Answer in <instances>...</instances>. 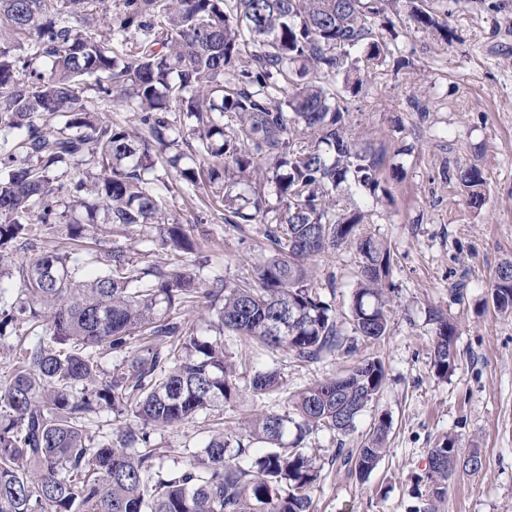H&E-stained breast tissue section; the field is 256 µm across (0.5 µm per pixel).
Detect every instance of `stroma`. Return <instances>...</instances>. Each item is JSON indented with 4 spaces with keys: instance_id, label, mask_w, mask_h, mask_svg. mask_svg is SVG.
<instances>
[{
    "instance_id": "35a3bbf8",
    "label": "stroma",
    "mask_w": 512,
    "mask_h": 512,
    "mask_svg": "<svg viewBox=\"0 0 512 512\" xmlns=\"http://www.w3.org/2000/svg\"><path fill=\"white\" fill-rule=\"evenodd\" d=\"M447 18L456 38L441 45L436 32L406 27L391 13L390 52L357 96L347 97L354 133L371 138L384 156L376 192L341 186L344 205L366 214L363 235L391 249L388 336L360 344L357 355L336 352L312 364L287 351L260 349L243 336L224 339L236 368L238 394L203 420L150 433L162 464L184 460L217 432L239 434L246 417L261 409L288 411L293 392L333 378L356 356L380 358L383 388L346 436L327 429L310 434L307 452L321 467L310 488L313 512H411L414 479L430 448L453 436L463 451L479 450V474L456 473L437 512H512V316L495 312L492 278L512 261V0H429ZM481 163L485 202L469 207L447 169ZM169 220L192 225L203 284L213 279H252L271 248L257 224L234 229L214 211L205 189H176L164 196ZM104 245L119 242L141 266L167 265L158 227H136L120 239L101 232ZM359 256L342 246L312 265L314 283L347 317ZM465 282L463 295L453 286ZM457 326L458 366L438 378L431 364L433 326L429 308ZM278 371L282 389L257 398L249 389L255 370ZM390 422L389 452L366 480L337 459L339 447H358L379 418Z\"/></svg>"
}]
</instances>
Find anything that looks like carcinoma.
I'll return each mask as SVG.
<instances>
[{
    "label": "carcinoma",
    "instance_id": "cac0c4a2",
    "mask_svg": "<svg viewBox=\"0 0 512 512\" xmlns=\"http://www.w3.org/2000/svg\"><path fill=\"white\" fill-rule=\"evenodd\" d=\"M104 0H0V23L22 44H0V341L13 337L16 368L0 386V512H309L320 467L302 442L318 429L348 434L380 393L384 363L361 358L337 379L295 392L293 412L262 410L245 425L265 445L255 456L241 441L214 435L182 464L162 470L147 429L209 416L237 392L224 335L248 336L301 363L357 342L386 336L390 251L357 233L361 209L339 207L333 192L349 183L374 191L380 159L375 145L352 132L343 93L357 94L389 53L376 26L392 24L394 0H118L107 30L83 32ZM405 22L455 39L427 0H405ZM134 45L123 57L119 47ZM94 87L97 102L85 92ZM118 102L139 115L143 129L112 123L98 103ZM194 119L172 135L170 114ZM226 118L219 125L214 113ZM207 161L186 166L187 138ZM265 161L260 166L255 159ZM165 163L175 181L205 185L224 223L265 225L274 253L240 283L216 279L203 295L214 309L215 339L181 329L178 310L199 292V275L183 267L142 268L114 243L61 253L33 251L35 224L69 218L98 204L90 224L115 232L163 226L161 241L183 257L196 243L184 225L165 220L161 194L147 173ZM466 203L483 204L477 164L458 170ZM272 183L278 205L262 186ZM102 218H97V213ZM344 245L360 256L350 307L355 338L346 341L332 306L311 279L310 263ZM29 252L16 264L15 252ZM100 263L105 270L88 277ZM18 275L20 296L9 302L4 278ZM496 308L512 314V262L492 282ZM432 364L439 378L458 363L457 329L441 311ZM171 337L179 344L128 356L108 373L101 359L128 348L134 335ZM257 396L282 387L274 371L249 384ZM110 412L130 418L114 437L94 441L88 423ZM295 428L293 446L285 437ZM389 422L382 418L358 448L337 456L367 479L386 455ZM454 437L428 452L418 481L432 485L414 512H434L458 470L476 474L478 450L461 455Z\"/></svg>",
    "mask_w": 512,
    "mask_h": 512
}]
</instances>
